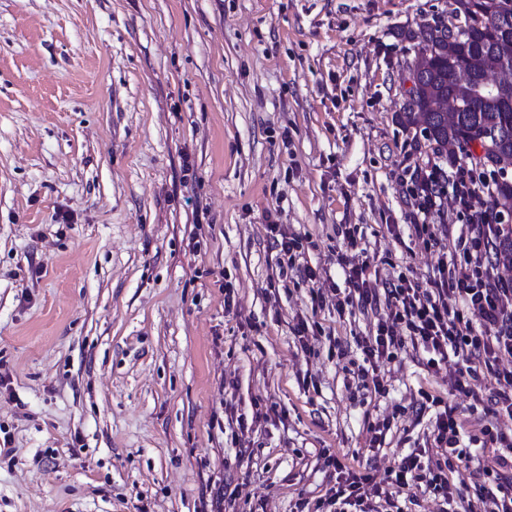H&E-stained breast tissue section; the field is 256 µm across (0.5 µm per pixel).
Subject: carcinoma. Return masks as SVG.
Segmentation results:
<instances>
[{"label":"carcinoma","mask_w":512,"mask_h":512,"mask_svg":"<svg viewBox=\"0 0 512 512\" xmlns=\"http://www.w3.org/2000/svg\"><path fill=\"white\" fill-rule=\"evenodd\" d=\"M450 16L463 19L448 34L442 22L420 24L401 32L414 49L410 98L397 112L406 132L424 139L453 160H474L475 146L512 159V81L500 78L512 64V7L503 0H451ZM457 104L453 120L441 103ZM492 205L512 210V180L496 181ZM496 262L512 265V236L498 244Z\"/></svg>","instance_id":"carcinoma-1"}]
</instances>
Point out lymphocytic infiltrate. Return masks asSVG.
I'll list each match as a JSON object with an SVG mask.
<instances>
[{
	"instance_id": "obj_1",
	"label": "lymphocytic infiltrate",
	"mask_w": 512,
	"mask_h": 512,
	"mask_svg": "<svg viewBox=\"0 0 512 512\" xmlns=\"http://www.w3.org/2000/svg\"><path fill=\"white\" fill-rule=\"evenodd\" d=\"M410 182L420 215L440 211L448 193L468 213L463 258L440 260L424 286L402 276L391 277L381 294L372 286L375 265L366 259H344L346 281L357 292L361 306H374L381 297L386 300V314L375 335L362 342L366 366L356 375L358 385L384 396L385 386L379 378L370 377L368 367L393 360L408 345L426 354L427 369L448 367L451 387L467 396L473 393L476 365H484L495 380L490 395L493 418L480 422L479 432L493 456L481 470L502 495L491 512H512V434L503 432L497 423L502 416L512 419V280L500 276L494 260L500 239L512 233V226L492 222L490 216L475 210L473 171L468 167L458 164L446 171L433 164L414 171ZM452 298L461 299V307L449 306ZM430 402L437 408L431 432L433 459L422 461L416 452L403 456L387 484L339 459H329L336 483L316 503L314 512H385L396 487L426 486L441 494L446 505H453L455 488L448 475L467 456L460 445L463 423L453 408L443 406L440 397H431Z\"/></svg>"
}]
</instances>
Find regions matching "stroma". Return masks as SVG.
<instances>
[{"label":"stroma","mask_w":512,"mask_h":512,"mask_svg":"<svg viewBox=\"0 0 512 512\" xmlns=\"http://www.w3.org/2000/svg\"><path fill=\"white\" fill-rule=\"evenodd\" d=\"M448 16V0H0V512H298L335 483L321 450L380 478L422 449L423 392L474 430L473 398L414 349L381 363L385 398L357 389L380 311H336L339 225L380 289L392 270L426 284L466 230L445 200L428 221L449 235L426 249L398 181L439 159L397 122L399 33ZM271 218L306 243L284 280Z\"/></svg>","instance_id":"35a3bbf8"}]
</instances>
